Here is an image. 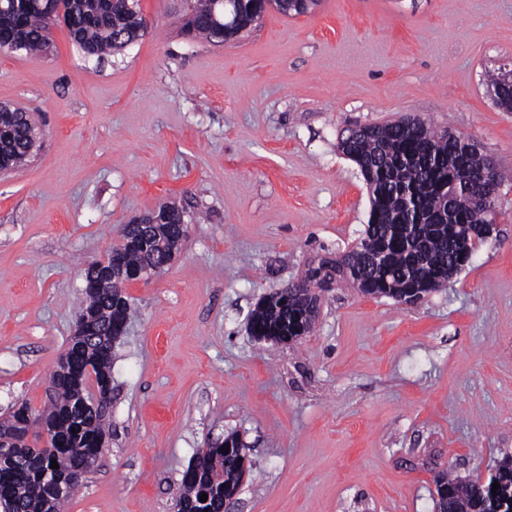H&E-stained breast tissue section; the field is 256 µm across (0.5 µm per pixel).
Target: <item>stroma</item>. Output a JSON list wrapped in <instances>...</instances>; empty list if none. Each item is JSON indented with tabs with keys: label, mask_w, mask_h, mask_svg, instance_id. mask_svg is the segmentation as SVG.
<instances>
[{
	"label": "stroma",
	"mask_w": 512,
	"mask_h": 512,
	"mask_svg": "<svg viewBox=\"0 0 512 512\" xmlns=\"http://www.w3.org/2000/svg\"><path fill=\"white\" fill-rule=\"evenodd\" d=\"M140 6L145 35L101 62L61 24L48 54L0 50V103L41 132L0 172V420L43 408L84 271L122 225L172 202L203 216L125 288L110 436L67 512H174L183 471L230 432L250 460L233 512H434L436 471L488 478L512 453V180L493 236L421 304L336 288L290 346L247 323L360 237L348 129L420 117L512 171V112L485 84L512 63V0H321L229 45L183 32L178 0Z\"/></svg>",
	"instance_id": "35a3bbf8"
}]
</instances>
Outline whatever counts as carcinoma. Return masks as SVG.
<instances>
[{
	"label": "carcinoma",
	"mask_w": 512,
	"mask_h": 512,
	"mask_svg": "<svg viewBox=\"0 0 512 512\" xmlns=\"http://www.w3.org/2000/svg\"><path fill=\"white\" fill-rule=\"evenodd\" d=\"M64 10L69 34L87 57L99 60L122 52L147 28L139 0H0V43L6 48L43 53L51 46V15ZM263 11L261 0H183V31L211 42L247 27ZM493 102L512 110V78L490 74ZM32 122L26 113L0 110V170L18 168L30 158ZM468 138L437 130L429 122L411 128L405 120L350 131L338 148L353 161L370 192V211L362 236L347 254V275L338 282L359 284L372 298L414 305L442 287L456 272L464 251L484 238L472 230L494 223L477 199L487 193L472 184L450 193L448 184L473 161ZM187 212L167 204L125 224L120 242L103 262L85 273L78 330L49 379L54 398L42 410L21 404L0 429L12 431V451L0 454V503L6 512H62L70 496L52 495L46 472L68 482L73 471L92 469L91 457L102 447L104 409L90 406V378L97 388L112 383V349L131 323L133 310L124 292L135 270L157 262L186 238ZM330 273L319 265L308 270L303 291L309 301L288 297L290 288L273 292L251 312L250 335L308 336L315 327L320 292ZM57 469H50L51 460ZM512 457L506 455L488 483L462 480L449 469L434 474L435 485L448 491L440 508L448 512H512ZM243 457L212 444L203 449L188 473L189 483H207L209 497L181 496L189 512H219L224 505V475L238 470ZM499 483L496 494L492 484Z\"/></svg>",
	"instance_id": "carcinoma-1"
}]
</instances>
